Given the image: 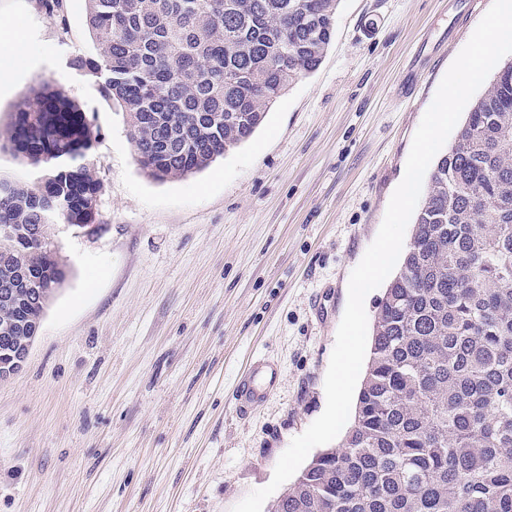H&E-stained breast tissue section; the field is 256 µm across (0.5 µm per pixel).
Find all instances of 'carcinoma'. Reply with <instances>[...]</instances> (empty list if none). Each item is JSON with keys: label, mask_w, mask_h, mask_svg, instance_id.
I'll return each mask as SVG.
<instances>
[{"label": "carcinoma", "mask_w": 512, "mask_h": 512, "mask_svg": "<svg viewBox=\"0 0 512 512\" xmlns=\"http://www.w3.org/2000/svg\"><path fill=\"white\" fill-rule=\"evenodd\" d=\"M95 76L156 180L248 140L334 35L337 0H86ZM97 131L41 81L0 143L33 168L0 181V360L67 268L48 231L93 224ZM269 512H512V63L441 153L379 301L354 419Z\"/></svg>", "instance_id": "obj_1"}]
</instances>
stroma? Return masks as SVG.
Wrapping results in <instances>:
<instances>
[{"mask_svg":"<svg viewBox=\"0 0 512 512\" xmlns=\"http://www.w3.org/2000/svg\"><path fill=\"white\" fill-rule=\"evenodd\" d=\"M492 0H339L319 67L245 143L164 182L76 56L85 0H0L17 40L0 124L54 80L99 136L97 230L56 225L69 277L22 369L0 383V512H232L324 412L348 281L412 139ZM278 369L249 417L232 393Z\"/></svg>","mask_w":512,"mask_h":512,"instance_id":"1","label":"stroma"}]
</instances>
